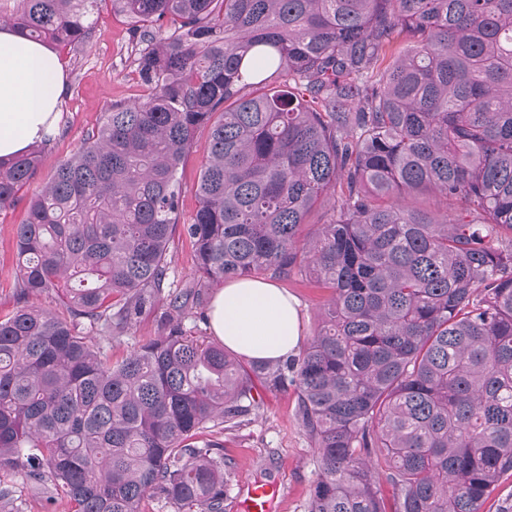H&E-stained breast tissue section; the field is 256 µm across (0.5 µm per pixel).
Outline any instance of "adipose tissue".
<instances>
[{
	"instance_id": "1",
	"label": "adipose tissue",
	"mask_w": 512,
	"mask_h": 512,
	"mask_svg": "<svg viewBox=\"0 0 512 512\" xmlns=\"http://www.w3.org/2000/svg\"><path fill=\"white\" fill-rule=\"evenodd\" d=\"M65 84L49 44L0 27V159L55 134ZM210 326L227 349L253 360L296 354L302 341L297 300L259 278L227 280L212 301Z\"/></svg>"
}]
</instances>
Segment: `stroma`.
Segmentation results:
<instances>
[{
    "mask_svg": "<svg viewBox=\"0 0 512 512\" xmlns=\"http://www.w3.org/2000/svg\"><path fill=\"white\" fill-rule=\"evenodd\" d=\"M130 29L125 19L113 17L110 0H103L93 39L67 56V85L58 107L57 132L39 154L35 179L18 193L10 208L0 211V318L9 316L19 304L16 229L27 217L31 197L76 152L85 135L101 124L107 104L133 99L139 93ZM207 142V129H199L196 145L180 170L181 220L185 223L198 206L197 179ZM277 285L297 299L303 338L311 340L332 296L331 290L316 287L301 276L278 280ZM164 312L161 305L146 311L121 339H109L104 332L98 333L97 339L111 344L113 359H122L143 338L162 335L160 321ZM253 394L258 407L250 421L223 436L224 460L231 472L225 512H238L242 493L258 480L277 482V512H307L316 477L315 444L297 417V395L291 389L268 387L259 379L253 382ZM5 484L15 488L13 512H70L66 497L52 482L30 486L21 479L0 474V486Z\"/></svg>",
    "mask_w": 512,
    "mask_h": 512,
    "instance_id": "1",
    "label": "stroma"
}]
</instances>
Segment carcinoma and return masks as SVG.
I'll use <instances>...</instances> for the list:
<instances>
[{
	"label": "carcinoma",
	"instance_id": "cac0c4a2",
	"mask_svg": "<svg viewBox=\"0 0 512 512\" xmlns=\"http://www.w3.org/2000/svg\"><path fill=\"white\" fill-rule=\"evenodd\" d=\"M142 93L114 101L31 199L20 298L0 319V472L58 484L73 512H224V430L257 408L249 374L182 323L175 232L197 284L305 270L332 290L297 355L254 360L294 387L315 443L308 512H480L512 471V0H111ZM101 0H0V23L62 53ZM405 34L418 49L393 59ZM209 128L198 208L178 171ZM37 152L0 161V210ZM338 209L297 234L336 182ZM462 202L439 219L409 199ZM168 334L112 361L155 302ZM376 462H370L371 457ZM392 488L391 510L379 480ZM172 288L190 285L196 279V256L191 243L184 237H174L168 256Z\"/></svg>",
	"mask_w": 512,
	"mask_h": 512
}]
</instances>
